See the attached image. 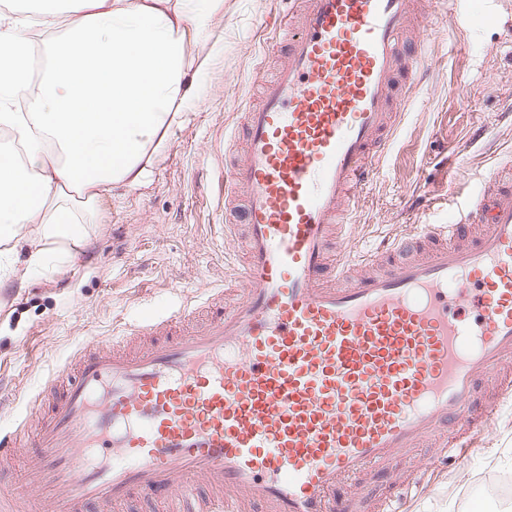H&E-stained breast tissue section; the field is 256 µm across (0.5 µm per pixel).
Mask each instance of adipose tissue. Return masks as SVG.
I'll list each match as a JSON object with an SVG mask.
<instances>
[{"label":"adipose tissue","instance_id":"ef3b65f1","mask_svg":"<svg viewBox=\"0 0 512 512\" xmlns=\"http://www.w3.org/2000/svg\"><path fill=\"white\" fill-rule=\"evenodd\" d=\"M224 0H75L0 14V276L66 262L110 187L143 185L166 133L203 100ZM47 68L33 75L38 46Z\"/></svg>","mask_w":512,"mask_h":512}]
</instances>
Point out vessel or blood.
<instances>
[{"label":"vessel or blood","instance_id":"vessel-or-blood-1","mask_svg":"<svg viewBox=\"0 0 512 512\" xmlns=\"http://www.w3.org/2000/svg\"><path fill=\"white\" fill-rule=\"evenodd\" d=\"M277 30L288 60L246 112L243 158L207 195L243 199L247 255L239 300L200 330L193 310L83 345L74 374L48 388L47 418L0 434V464L23 457L44 512H85L130 491L164 504L209 495L198 512H345L363 472L438 437L464 457L512 396V161L451 224H426V256L373 272L375 255L330 257L375 177L401 109L402 78L426 59L398 39L411 0H302Z\"/></svg>","mask_w":512,"mask_h":512}]
</instances>
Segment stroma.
<instances>
[{
  "mask_svg": "<svg viewBox=\"0 0 512 512\" xmlns=\"http://www.w3.org/2000/svg\"><path fill=\"white\" fill-rule=\"evenodd\" d=\"M281 0H224L211 23L224 50L211 62L207 95L168 133L144 185L106 192L85 245L60 269L27 270L30 247L14 254L24 280L0 283V428L11 429L83 343L121 335L125 326L184 305L196 310L182 334L202 328L206 299L243 262L242 206L224 211L198 188L240 150L242 114L260 99L262 78L286 58L265 22ZM460 17L448 29L442 14ZM415 0L413 37L427 47L417 87L393 83L405 105L376 159L377 175L336 244L374 252L415 224H447L498 162L512 156V120H498L512 99V24L494 18L483 0ZM487 134L466 156L447 161L443 148L477 128ZM512 475V400L469 456L412 491L404 512H486L480 484Z\"/></svg>",
  "mask_w": 512,
  "mask_h": 512,
  "instance_id": "stroma-1",
  "label": "stroma"
}]
</instances>
